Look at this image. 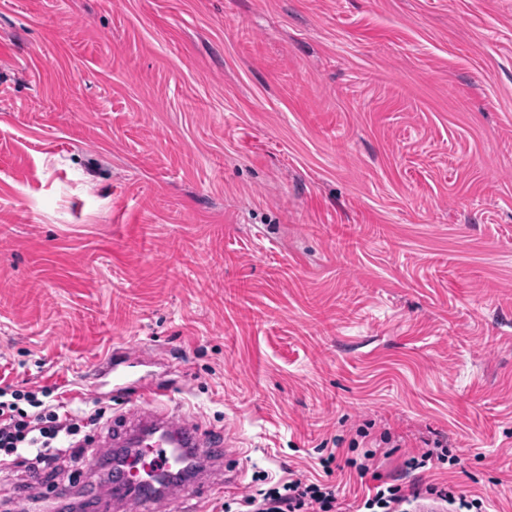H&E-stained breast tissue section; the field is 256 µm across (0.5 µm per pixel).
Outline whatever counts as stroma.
<instances>
[{
  "label": "stroma",
  "mask_w": 512,
  "mask_h": 512,
  "mask_svg": "<svg viewBox=\"0 0 512 512\" xmlns=\"http://www.w3.org/2000/svg\"><path fill=\"white\" fill-rule=\"evenodd\" d=\"M117 349L235 441L208 512L292 474L512 512V0H0V375L111 417ZM435 457L438 461H444L445 457H448V462H451L452 464H454L457 461V459L454 456H449L448 448H444L443 446L438 444L436 448L426 449L421 454L410 457L405 462V466L408 469L413 470L425 468L428 465V463L432 461ZM425 493L443 501L448 512H471L473 508L481 511L483 503L481 499L469 500L467 495L457 494L450 486L439 487L435 484H427Z\"/></svg>",
  "instance_id": "1"
}]
</instances>
